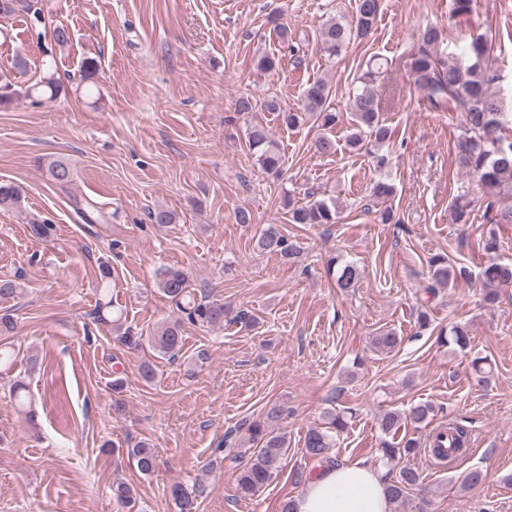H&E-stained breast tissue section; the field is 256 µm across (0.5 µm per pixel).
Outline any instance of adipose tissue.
Here are the masks:
<instances>
[{
  "label": "adipose tissue",
  "mask_w": 512,
  "mask_h": 512,
  "mask_svg": "<svg viewBox=\"0 0 512 512\" xmlns=\"http://www.w3.org/2000/svg\"><path fill=\"white\" fill-rule=\"evenodd\" d=\"M294 512H391L379 467L362 462L319 466L295 497Z\"/></svg>",
  "instance_id": "1"
}]
</instances>
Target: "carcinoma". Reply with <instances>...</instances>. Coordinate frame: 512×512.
<instances>
[{
	"mask_svg": "<svg viewBox=\"0 0 512 512\" xmlns=\"http://www.w3.org/2000/svg\"><path fill=\"white\" fill-rule=\"evenodd\" d=\"M39 0H0V13H26L33 24L44 21ZM381 0H357L355 18L348 24L332 19L321 26L318 41L321 49L330 56L338 55L350 41L364 40L374 30L380 13ZM442 40V30L435 25L426 26L419 35L416 51L413 53L410 72L412 84L429 104L440 112H460L464 123L458 142L460 164L476 175L484 191L491 198L488 212L492 224H512V137L502 134L505 126L512 124V113L504 110L502 98L493 91L502 76L496 67V58L491 40L480 34L470 38L461 56L438 53L437 46ZM384 63L373 58L366 63L361 75L362 87L350 96L348 109L352 117V128L347 136V144L354 150H366L373 154L376 164L382 168L387 163L380 150L390 142L392 131L382 117L380 104L372 83L383 73ZM64 86L56 76L52 64L35 83L26 89L28 96L50 101L57 99ZM331 88L323 79L310 83L303 92L301 105L296 109L284 106L277 98L270 97L254 102L249 97L238 100V113L244 114L259 109L274 112L283 125L296 128L308 118L314 119L320 132L313 141L316 153L329 155L336 152V139L332 130L338 122V114L330 106ZM249 149L256 155L261 168L271 174L280 172L282 155L267 125L251 123L246 129ZM48 180L64 189L73 179L70 165L62 160H51L46 165ZM25 199L23 188L15 183H0V209H18ZM500 200L510 204L495 207ZM470 203L461 199L451 206V219L455 224L470 221ZM294 224H334L336 206L324 199L308 202L291 210ZM255 247L265 253L279 255L288 260L298 254L293 244L287 242L277 228L269 226L256 237ZM431 277L435 284L446 286L466 276V270L453 265L449 259L435 256L429 260ZM329 272L335 278L336 287L347 293L359 280L358 267L340 258H332L328 263ZM102 298L94 317L107 320L105 311L113 308L109 289L112 281L111 270L100 269ZM483 284L489 289L488 298L496 297V290L512 286V262H492L482 273ZM159 291L169 299L175 318L159 327L148 337L149 347L159 357L174 360L183 346L182 326L186 323L220 330L224 321L232 319L250 325L255 316L246 311L230 315L224 300L195 288L192 276L183 269L169 267L159 272ZM448 343L463 351L470 345V337L465 327L454 325L448 330ZM375 346L391 352L400 344V336L392 330H384L374 340ZM284 408L271 403L264 416L258 421L245 420L238 430L247 434V440L256 444L250 461L237 471L236 489L240 496L252 497L269 485L278 465L288 456L285 436L276 431L273 424L278 422ZM435 416V406L429 402L418 403L408 412L387 411L379 421V430L385 436L397 437L402 428L410 425L415 429L426 426ZM347 427L344 414H330L329 428H313L305 439V454L320 463H333L330 450L336 445V434ZM431 455L440 460H451L463 455L470 444L469 430L456 422H450L436 429L427 438ZM418 443L413 438L403 439L399 446L388 442L382 448V461L396 468L384 475L391 502H400L421 483V473L403 459L414 454ZM127 456L137 470L149 475L157 467V455L145 444L127 449ZM171 497L178 512H194L195 495L182 484L171 488Z\"/></svg>",
	"mask_w": 512,
	"mask_h": 512,
	"instance_id": "1",
	"label": "carcinoma"
}]
</instances>
